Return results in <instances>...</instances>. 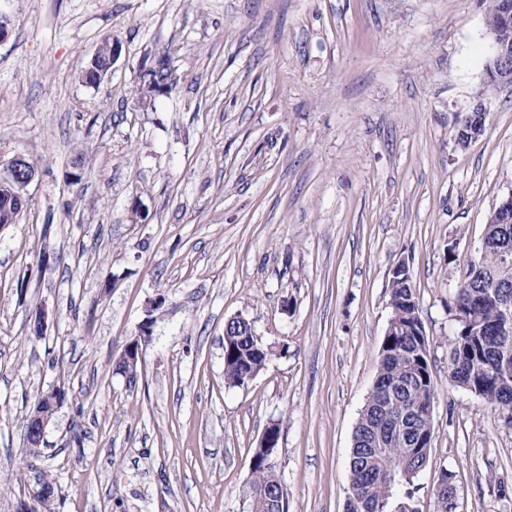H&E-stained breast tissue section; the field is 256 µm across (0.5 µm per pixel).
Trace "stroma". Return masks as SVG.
Segmentation results:
<instances>
[{
	"mask_svg": "<svg viewBox=\"0 0 512 512\" xmlns=\"http://www.w3.org/2000/svg\"><path fill=\"white\" fill-rule=\"evenodd\" d=\"M0 12V165L20 154L38 169L0 228V512L34 482L22 420L54 386L67 397L39 462L52 512H249L250 458L273 422L288 512H344L400 262L438 384L418 506L435 512L446 471L453 512H512V428L448 380L457 283L512 192V85L486 79L478 0ZM111 33L112 74L88 86ZM165 53L178 85L142 110L139 68ZM479 101L486 130L459 147L457 120ZM41 307L51 326L36 340L27 318ZM238 315L272 355L229 387L224 324ZM145 323L131 384L115 362ZM119 51L120 45L118 43H115L114 41H112L111 45L105 43L100 44L93 53L90 63L96 64L102 59L107 60L108 63L103 68L97 71L91 69L85 70L83 73V81L85 83H89L88 81L91 76L92 81L94 83L93 86H97L98 84H100L102 80H104L112 73V65L118 58Z\"/></svg>",
	"mask_w": 512,
	"mask_h": 512,
	"instance_id": "obj_1",
	"label": "stroma"
}]
</instances>
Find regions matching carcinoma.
I'll return each mask as SVG.
<instances>
[{
	"label": "carcinoma",
	"instance_id": "carcinoma-1",
	"mask_svg": "<svg viewBox=\"0 0 512 512\" xmlns=\"http://www.w3.org/2000/svg\"><path fill=\"white\" fill-rule=\"evenodd\" d=\"M499 0H482L486 27L500 29L505 21ZM167 86L173 90L176 75L170 58L164 54L157 65L139 69L135 89L137 98ZM484 263L467 269L457 286L454 315L457 331L451 341L448 359L461 362L458 370L448 371L454 386L482 398L502 412L512 425V291L498 294L497 284L512 285V264L501 262V255L512 257V224H485L482 239ZM391 310L389 334L383 338L377 365L378 380L371 388L354 427V460L349 462V487L346 512H364L363 504L373 502L378 512H393L397 499L414 502V481L426 465L432 441V424L422 413L437 395L431 369L430 345L420 317L416 288L411 278L397 275L388 283ZM231 346L224 347V381L240 387L251 381L266 365L271 352L254 338L250 322L232 327ZM415 429L416 439L405 441L397 435L373 446L367 444L373 430L394 422ZM373 447L369 454L362 449ZM273 449L258 448L252 455V512H281L269 490L278 488L281 479L271 463Z\"/></svg>",
	"mask_w": 512,
	"mask_h": 512
}]
</instances>
